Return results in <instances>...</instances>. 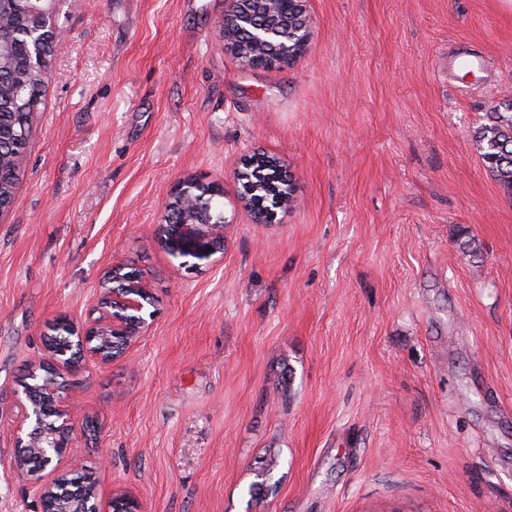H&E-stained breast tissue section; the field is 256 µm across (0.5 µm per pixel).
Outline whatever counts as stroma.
<instances>
[{
	"instance_id": "35a3bbf8",
	"label": "stroma",
	"mask_w": 512,
	"mask_h": 512,
	"mask_svg": "<svg viewBox=\"0 0 512 512\" xmlns=\"http://www.w3.org/2000/svg\"><path fill=\"white\" fill-rule=\"evenodd\" d=\"M307 8L305 56L251 69L225 0H65L0 213V512H42L13 391L117 263L155 305L74 375L101 512H512V197L472 144L512 99V0ZM256 153L294 176L269 224L237 199ZM186 179L219 190L218 261L158 230Z\"/></svg>"
}]
</instances>
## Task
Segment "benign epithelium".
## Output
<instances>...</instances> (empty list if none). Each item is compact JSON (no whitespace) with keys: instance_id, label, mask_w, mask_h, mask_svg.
Segmentation results:
<instances>
[{"instance_id":"7a95c632","label":"benign epithelium","mask_w":512,"mask_h":512,"mask_svg":"<svg viewBox=\"0 0 512 512\" xmlns=\"http://www.w3.org/2000/svg\"><path fill=\"white\" fill-rule=\"evenodd\" d=\"M64 0H0V33L16 17L38 18L42 24L29 29L31 43L22 44L26 65L50 73L49 57L56 32V18ZM227 9L219 32L224 49L248 68L284 66L301 59L312 30L307 0H226ZM246 165L276 171L284 187L279 204L292 202V180L282 174L276 158L256 153ZM260 185L245 187L241 199L258 224H268L274 213L254 198ZM217 189L184 180L173 192L165 211L180 210L179 219L164 220L160 229L172 243L173 257L209 258L224 254V214L202 205ZM127 266L113 265L99 280L98 317L80 324L66 315L49 327L54 343H45L47 357L33 365L16 391L22 420L17 426L13 467L27 482L37 484L43 512H100L98 482L93 472L72 460L65 469L55 468L43 479V468L69 454L74 433L84 428L75 417L72 376L82 360L110 364L144 335V318L153 295L145 278L121 276ZM111 512H141L133 497L119 493L111 500Z\"/></svg>"}]
</instances>
